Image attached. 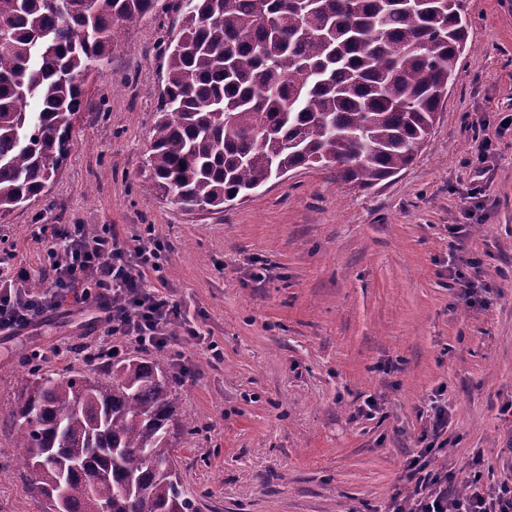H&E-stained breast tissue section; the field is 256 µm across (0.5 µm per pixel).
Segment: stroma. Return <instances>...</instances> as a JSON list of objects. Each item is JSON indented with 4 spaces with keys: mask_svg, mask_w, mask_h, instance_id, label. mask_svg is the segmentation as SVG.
<instances>
[{
    "mask_svg": "<svg viewBox=\"0 0 512 512\" xmlns=\"http://www.w3.org/2000/svg\"><path fill=\"white\" fill-rule=\"evenodd\" d=\"M122 30L111 64L84 92L73 145L47 193L0 222V249L46 280L37 224L151 229L168 244L165 277L199 335L178 400L199 432L173 449L195 512H384L411 488L431 400L448 405L436 466L512 485V0H468L464 69L413 163L358 190L335 169L298 168L223 213L186 212L143 192L164 85L160 47L176 36L173 0ZM483 124L494 147L479 200L468 197ZM466 224L467 236L455 229ZM487 289L467 304L449 285ZM271 263L264 281L254 259ZM97 314L66 297L16 336L0 335V405L13 401L31 350L43 372L93 374ZM381 405L357 415L367 397ZM0 414V512H44L20 472L22 449Z\"/></svg>",
    "mask_w": 512,
    "mask_h": 512,
    "instance_id": "obj_1",
    "label": "stroma"
}]
</instances>
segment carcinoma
I'll list each match as a JSON object with an SVG mask.
<instances>
[{"mask_svg":"<svg viewBox=\"0 0 512 512\" xmlns=\"http://www.w3.org/2000/svg\"><path fill=\"white\" fill-rule=\"evenodd\" d=\"M157 0H0V220L45 193L84 85ZM145 189L216 213L281 172L334 165L370 188L425 144L461 72L466 0H176ZM53 377L7 408L66 512H193L171 449L195 433L180 377L143 358Z\"/></svg>","mask_w":512,"mask_h":512,"instance_id":"cac0c4a2","label":"carcinoma"}]
</instances>
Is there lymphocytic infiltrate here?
Returning a JSON list of instances; mask_svg holds the SVG:
<instances>
[{
    "instance_id": "1",
    "label": "lymphocytic infiltrate",
    "mask_w": 512,
    "mask_h": 512,
    "mask_svg": "<svg viewBox=\"0 0 512 512\" xmlns=\"http://www.w3.org/2000/svg\"><path fill=\"white\" fill-rule=\"evenodd\" d=\"M45 242L47 288L33 290L21 264L0 261V332L12 334L41 321L58 307L61 295L95 309L104 326L94 355L111 359L123 342L144 349H173L197 330L181 304L160 292L166 246L152 235L120 238L110 225L88 233L83 224L37 225ZM437 450L427 444L406 462L412 490L395 498L386 512H512V486L485 483L481 462H473L465 493L449 495L456 472L434 467Z\"/></svg>"
}]
</instances>
